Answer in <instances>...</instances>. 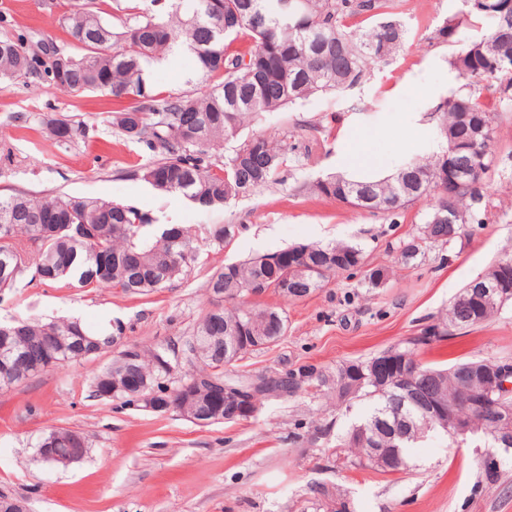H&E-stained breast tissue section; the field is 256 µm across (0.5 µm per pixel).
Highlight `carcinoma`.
<instances>
[{
    "mask_svg": "<svg viewBox=\"0 0 512 512\" xmlns=\"http://www.w3.org/2000/svg\"><path fill=\"white\" fill-rule=\"evenodd\" d=\"M140 0H113L112 14L101 15L96 0H71L58 16V25L80 45L82 53L62 51L65 68L58 72L24 47L25 39L8 31L0 34V79L35 77L69 93L101 92L112 96L117 108L108 122L127 140L142 144L158 159L141 166L138 176L158 190L179 194L202 208H212L236 197L249 196L278 180L288 153L303 148L306 158L325 148L326 140L303 128L289 140L268 134L243 135L247 123L264 112L296 105L319 93H344L366 76L371 67L390 59L405 39L394 19L396 0H297L292 14L284 0H167L168 9L154 12ZM452 15L437 37L452 41L462 30L479 26L482 35L469 40L452 57L450 66L464 83L435 109L436 127L443 140L439 151L405 162L390 177L355 178L330 175L317 181L323 197L359 209L393 213L410 203L429 202L418 235L399 246L405 265L433 247H444L472 234L467 223L476 210L492 213L494 205L479 190L491 163L493 115L487 100L512 89V69L492 65L500 56H512V0H486ZM376 20L368 29H352L349 18ZM176 56L193 60L202 82L185 94L161 95L150 81L160 61ZM57 144L85 137L86 127L70 119L46 125ZM235 142L224 163L211 150ZM146 212L114 201L83 199L60 194L37 197L26 193L0 195V296L13 291L28 274L63 288H118L126 294L146 295L189 275L200 249L199 234L183 229L172 241L170 229L152 230ZM310 272L304 273L300 265ZM343 273L359 276L368 290L385 287L389 269L368 260L365 248L344 242L313 245L307 261L292 259L276 270L267 269L257 255L239 263L215 267L206 288L220 289L230 303L216 313L206 312L181 349H141L132 371L144 394L157 393L178 407L180 386L170 387V373L158 364L169 356L173 366L189 369L180 382L206 373L224 380V364L242 356L224 353L225 329H238L248 344L245 353L278 342L288 330L284 310L255 309L242 304L262 282L264 292L286 300L308 296ZM508 278L509 287L490 302L475 299L480 284L495 285ZM512 301V254L498 257L490 271L460 289L448 310L433 324L388 348L413 373L409 399L382 387L372 373L376 356L347 361L326 374L313 366L288 371V395L312 386L334 394L349 410L359 401L369 403L366 414L336 437V447L347 453L352 466L367 467L368 448L414 447L430 433L444 432L460 446L478 433L500 448H512V422L499 415L512 412V396H503L494 380L482 386L487 407L476 413L462 398L475 367L493 364L475 359L446 369L416 360L417 350L443 341L456 331L490 321ZM76 321L36 319L13 321L18 332L0 341V389H10L47 365L85 358L82 340L109 348L112 336L80 329ZM112 364L95 375V396L134 405L117 380ZM456 401L457 416L468 424L459 432L443 429L427 418L425 407ZM322 512H349L337 487L317 490ZM341 508L332 510V503Z\"/></svg>",
    "mask_w": 512,
    "mask_h": 512,
    "instance_id": "obj_1",
    "label": "carcinoma"
}]
</instances>
